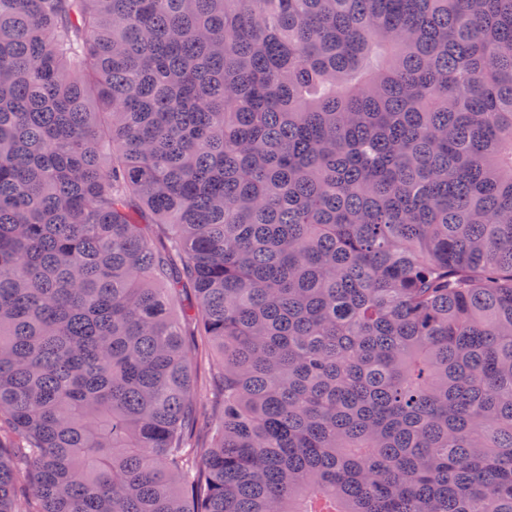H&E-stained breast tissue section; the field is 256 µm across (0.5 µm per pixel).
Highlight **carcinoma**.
<instances>
[{
  "instance_id": "1",
  "label": "carcinoma",
  "mask_w": 512,
  "mask_h": 512,
  "mask_svg": "<svg viewBox=\"0 0 512 512\" xmlns=\"http://www.w3.org/2000/svg\"><path fill=\"white\" fill-rule=\"evenodd\" d=\"M0 423V512H512V0H0Z\"/></svg>"
}]
</instances>
